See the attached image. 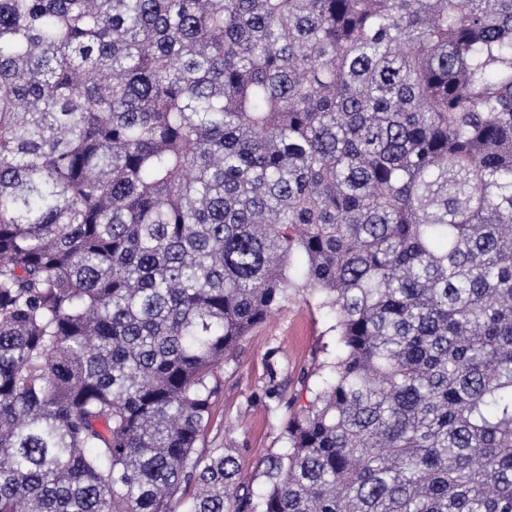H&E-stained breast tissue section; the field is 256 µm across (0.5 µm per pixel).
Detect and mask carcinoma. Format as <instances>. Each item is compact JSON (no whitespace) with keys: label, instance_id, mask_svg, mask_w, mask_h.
Segmentation results:
<instances>
[{"label":"carcinoma","instance_id":"obj_1","mask_svg":"<svg viewBox=\"0 0 512 512\" xmlns=\"http://www.w3.org/2000/svg\"><path fill=\"white\" fill-rule=\"evenodd\" d=\"M294 288L257 494L205 435ZM0 512H512V0H0ZM313 303L302 289L293 292L284 309L245 336L236 357L224 362L223 386L213 403L207 439L224 442L225 433L233 441L239 480L255 491L264 487L258 460L287 449L288 401L296 409L310 400L300 382L302 373L313 370L315 351L320 361L336 353V333L329 330L334 321Z\"/></svg>","mask_w":512,"mask_h":512}]
</instances>
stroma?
Returning <instances> with one entry per match:
<instances>
[{
    "mask_svg": "<svg viewBox=\"0 0 512 512\" xmlns=\"http://www.w3.org/2000/svg\"><path fill=\"white\" fill-rule=\"evenodd\" d=\"M332 321L316 310L308 294H291L283 310L255 328L224 363L223 386L215 399L208 440H232L239 478L254 490L264 482L259 459L286 451L290 407L307 405L300 377L313 370L314 355L336 353Z\"/></svg>",
    "mask_w": 512,
    "mask_h": 512,
    "instance_id": "stroma-1",
    "label": "stroma"
}]
</instances>
